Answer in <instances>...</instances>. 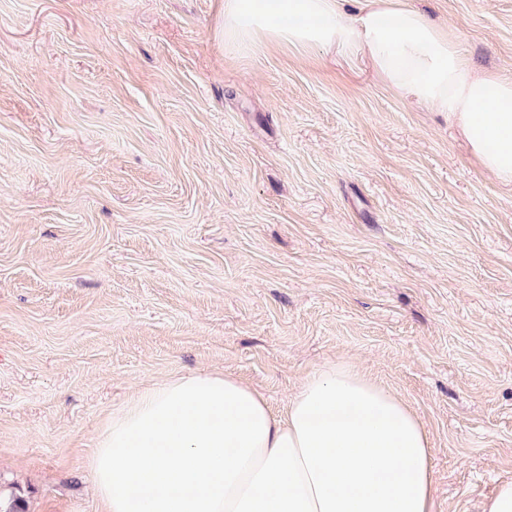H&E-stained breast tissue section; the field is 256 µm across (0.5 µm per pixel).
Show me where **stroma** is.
I'll return each mask as SVG.
<instances>
[{"instance_id": "1", "label": "stroma", "mask_w": 512, "mask_h": 512, "mask_svg": "<svg viewBox=\"0 0 512 512\" xmlns=\"http://www.w3.org/2000/svg\"><path fill=\"white\" fill-rule=\"evenodd\" d=\"M512 78V0H406ZM224 0H0V489L105 512L143 385L282 409L350 364L431 440L435 512L512 480V187L359 56L224 41Z\"/></svg>"}]
</instances>
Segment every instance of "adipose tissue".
Returning <instances> with one entry per match:
<instances>
[{
	"label": "adipose tissue",
	"mask_w": 512,
	"mask_h": 512,
	"mask_svg": "<svg viewBox=\"0 0 512 512\" xmlns=\"http://www.w3.org/2000/svg\"><path fill=\"white\" fill-rule=\"evenodd\" d=\"M354 53L400 95L456 119L512 185V79L477 72L403 0H224V40ZM91 467L107 512H433L432 446L404 400L353 366L310 373L284 410L221 372L173 376L113 414Z\"/></svg>",
	"instance_id": "adipose-tissue-1"
}]
</instances>
